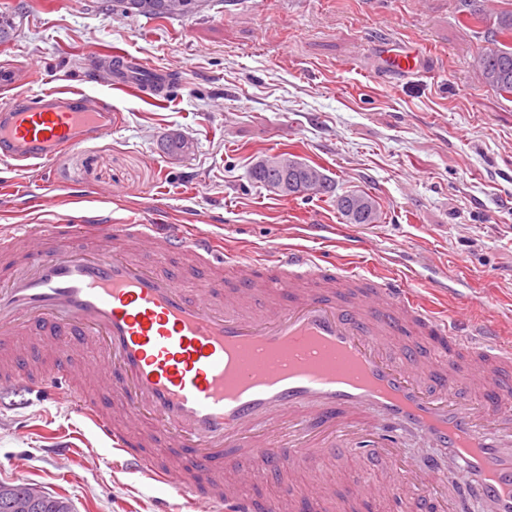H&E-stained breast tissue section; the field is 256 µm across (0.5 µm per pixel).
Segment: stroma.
Here are the masks:
<instances>
[{
  "mask_svg": "<svg viewBox=\"0 0 512 512\" xmlns=\"http://www.w3.org/2000/svg\"><path fill=\"white\" fill-rule=\"evenodd\" d=\"M1 13L14 30L0 41V64L38 60L32 90L82 85L122 120L111 137L36 170L0 160V225L37 217L36 192L48 181L62 213L209 224L243 258L295 245L344 260L336 198L363 192L379 219L350 230L373 242L377 263L402 268L426 254L422 281L448 284L432 295L435 307L478 295L512 312V97L479 78L474 60L489 43L458 0H201L194 14L158 19L109 10L106 0H0ZM90 42L157 67L179 60L182 73L164 101L85 83ZM381 42L426 50L429 73H384ZM173 135L191 149L167 151ZM284 153L319 167L335 194L279 196L252 181L256 161ZM105 183L121 196L97 200ZM23 184L32 193L21 198ZM315 221L322 231L309 230ZM23 400L0 416V483L37 484L74 512H153L154 499L168 498L121 472L79 416L34 393ZM60 437L76 460L50 459Z\"/></svg>",
  "mask_w": 512,
  "mask_h": 512,
  "instance_id": "1",
  "label": "stroma"
}]
</instances>
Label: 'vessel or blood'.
Masks as SVG:
<instances>
[{
    "label": "vessel or blood",
    "instance_id": "vessel-or-blood-1",
    "mask_svg": "<svg viewBox=\"0 0 512 512\" xmlns=\"http://www.w3.org/2000/svg\"><path fill=\"white\" fill-rule=\"evenodd\" d=\"M396 76L424 70L413 46H378ZM95 82L169 94L174 68L84 53ZM32 67L0 68V87ZM120 125L79 87L0 102V160L21 169ZM0 226V396L26 386L89 421L126 473L179 500L160 512H303L243 493L265 472L351 453L389 463L358 477L340 512L399 498L408 512H512V319L437 315L434 284L367 274L298 246L240 259L199 224L56 216ZM183 260L167 268L170 256Z\"/></svg>",
    "mask_w": 512,
    "mask_h": 512
}]
</instances>
